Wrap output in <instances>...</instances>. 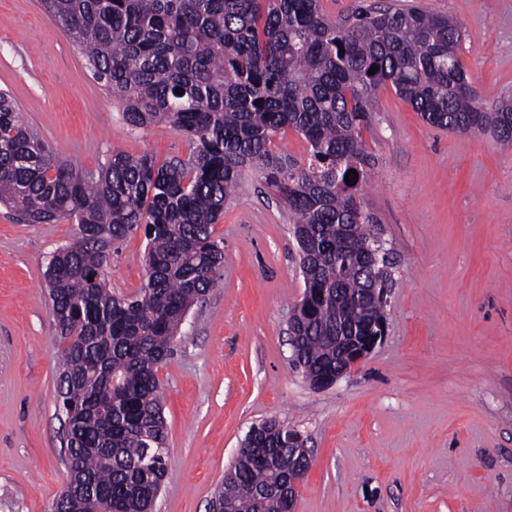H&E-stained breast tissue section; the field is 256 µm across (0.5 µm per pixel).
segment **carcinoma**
Here are the masks:
<instances>
[{
  "instance_id": "obj_1",
  "label": "carcinoma",
  "mask_w": 512,
  "mask_h": 512,
  "mask_svg": "<svg viewBox=\"0 0 512 512\" xmlns=\"http://www.w3.org/2000/svg\"><path fill=\"white\" fill-rule=\"evenodd\" d=\"M40 4L128 126L168 125L189 144L187 156L161 163L117 147L98 171L78 173L19 123L0 90V204L29 224L69 219L78 228L46 270L69 434L55 512H152L167 474L157 372L185 313L221 278L213 225L242 172L275 189L308 249V301L290 321L294 364L311 380L336 367V330L383 314L381 302L353 300L388 282L361 251L375 223L361 128L376 91L391 86L434 127L489 132L508 145L512 101L484 104L458 55L460 22L419 6L360 2L332 20L320 0ZM288 128L308 144L304 166L273 149ZM140 228L144 282L133 296L116 295L106 281L111 247ZM287 484L288 449L245 447L216 499L221 512H288Z\"/></svg>"
}]
</instances>
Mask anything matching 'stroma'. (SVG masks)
Listing matches in <instances>:
<instances>
[{"instance_id":"35a3bbf8","label":"stroma","mask_w":512,"mask_h":512,"mask_svg":"<svg viewBox=\"0 0 512 512\" xmlns=\"http://www.w3.org/2000/svg\"><path fill=\"white\" fill-rule=\"evenodd\" d=\"M391 2L457 19L481 97H512V0ZM0 88L79 170H98L116 146L188 153L173 128L124 123L37 0H0ZM362 138L375 158L365 202L390 273L383 341L323 390L293 366L299 248L287 207L245 172L214 226L224 275L158 371L168 473L154 512H213L246 434L268 419L298 431L312 460L295 512H512V146L432 127L389 87ZM76 231L0 206V512H51L64 483L44 273ZM145 248L140 230L113 246L114 293L139 290Z\"/></svg>"}]
</instances>
